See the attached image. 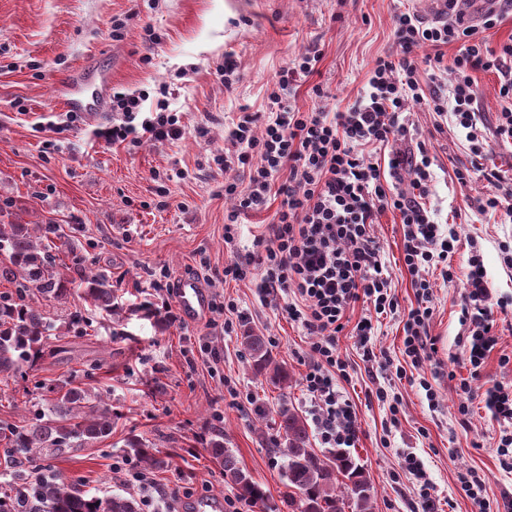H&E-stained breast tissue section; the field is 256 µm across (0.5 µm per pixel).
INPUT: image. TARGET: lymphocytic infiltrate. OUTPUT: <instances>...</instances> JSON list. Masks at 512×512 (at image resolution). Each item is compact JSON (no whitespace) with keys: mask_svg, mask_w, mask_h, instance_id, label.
<instances>
[{"mask_svg":"<svg viewBox=\"0 0 512 512\" xmlns=\"http://www.w3.org/2000/svg\"><path fill=\"white\" fill-rule=\"evenodd\" d=\"M509 10L512 0H498L477 25L459 15L428 22L408 9L395 12V53L374 61L363 92L342 111H303L291 104V93L317 74L322 59L320 49L305 48L280 71L268 94L267 111L241 112L228 132L230 149L214 157L217 165L242 171L248 179L244 186L235 179L224 183V196L233 202L225 242H233L240 216L267 209L271 197L281 199L267 235L254 239L252 251L225 264L224 276L252 279L260 301L282 302L288 317L311 336L303 383L318 411V434L329 447H354L360 434L351 402L336 387L337 376L347 373L338 349L346 313L356 304L366 305L368 313L354 331L363 361L372 362L373 317L398 309L373 233L385 209L400 216L401 261L416 297L403 327L402 353L413 368L421 369L437 352L427 332L433 315L428 273L438 265L444 280H454L447 260L456 234L442 229L435 209L427 204L432 159L408 114L423 107L438 117H450L477 157L492 143L512 145V40L494 49L483 37L484 30L494 28L501 13ZM453 43L459 49L447 68L452 80L446 83L437 51ZM478 71H494L500 77L503 106L490 136L480 127L476 107ZM144 99L137 91L115 93L114 116L94 128V137L112 146L180 139L182 126L168 104L158 102L155 112L145 116ZM405 181L411 192L400 191ZM485 277L482 260L471 256L461 322L469 330L464 354L475 369L498 343ZM482 398L502 427L500 465L512 472V391L495 384Z\"/></svg>","mask_w":512,"mask_h":512,"instance_id":"obj_1","label":"lymphocytic infiltrate"}]
</instances>
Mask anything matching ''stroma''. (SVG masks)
I'll return each mask as SVG.
<instances>
[{"label":"stroma","instance_id":"1","mask_svg":"<svg viewBox=\"0 0 512 512\" xmlns=\"http://www.w3.org/2000/svg\"><path fill=\"white\" fill-rule=\"evenodd\" d=\"M404 7L428 21L443 18L445 9L441 0H0V212L20 224L56 226L69 245L63 261L111 275L123 308L120 317H99L76 283L62 297L36 301L55 319L59 334L48 340L33 371L0 388V424L22 420L19 401L38 402L35 381L66 377L102 393L120 414L111 438L67 450L50 459L51 469L101 495H132L127 472L140 461L127 452L124 439L133 431L170 454L167 466L151 473L163 491L153 512H189L194 503L237 495L208 451L219 435L266 492L264 504L244 500L241 508L278 512L286 486L280 460L270 450L277 411L287 405L304 418L312 416L302 384L308 338L301 326L261 303L247 279L205 280L210 301L234 299L247 315L229 334L219 313L196 324L180 318L161 328L136 307L170 300V288L182 277L205 279L200 258L220 273L254 236L266 233L279 200L241 217L234 242L224 241L232 203L224 197L226 174L212 157L228 147L234 113L243 106L266 111L268 87L309 46L321 49L323 58L318 74L299 87L295 105L308 111L352 104L374 60L395 51L392 17ZM228 58L240 75L230 90L220 73ZM91 74L108 77L109 96L144 91V111L166 99L185 129L183 137L113 148L93 141V125L82 117L49 145L46 134L33 132V123L61 113L66 85ZM474 79L480 120L490 135L501 110L500 79L492 71L476 72ZM318 83L326 97L312 93ZM410 119L433 160L430 203L439 222L454 225L458 233L451 257L455 282L429 272L428 334L446 371L439 381L440 402L429 405L419 370L401 352L406 315L416 299L400 260V219L390 210L379 214L374 235L399 307L381 318L373 341L392 368L378 374L362 361L351 329L365 313L358 305L339 338L348 375L336 383L361 425L353 453L377 491L375 512H423L403 471L409 454L421 461L441 512H504L512 500V473L499 463L500 427L481 404L465 416L458 405L465 380L477 391L496 383L512 389V268L505 267L501 253L502 246L512 247V222L497 213L478 214L477 200L492 192V184L480 178L463 187L454 172L475 165L512 177V147L494 146L477 159L463 134L434 113L422 109ZM174 167L185 177L170 182L169 194L159 198L151 173ZM474 254L481 255L487 271L499 338L477 370L461 356L467 332L460 322ZM76 314L91 321V332L80 336L69 330ZM247 330L269 339L274 360L290 375L288 387L254 371L242 343ZM202 340L221 358L217 372H209L204 362H188ZM380 388L387 400L377 398ZM391 398L400 404L395 427L389 424ZM217 411L223 412V423H215ZM469 468L485 480L487 510L461 488L459 474Z\"/></svg>","mask_w":512,"mask_h":512}]
</instances>
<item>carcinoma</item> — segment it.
Here are the masks:
<instances>
[{"label": "carcinoma", "instance_id": "cac0c4a2", "mask_svg": "<svg viewBox=\"0 0 512 512\" xmlns=\"http://www.w3.org/2000/svg\"><path fill=\"white\" fill-rule=\"evenodd\" d=\"M55 237L61 235L49 226L0 223V277L14 285V291L0 295L1 383L32 371L54 330L29 298H59L73 283L64 273L66 264L52 253L60 250ZM80 285L99 313L109 318L122 313L114 302L109 274L86 271ZM242 340L255 371L269 374L275 385L287 386L288 371L273 360L265 337L246 331ZM37 388L52 395L48 411L19 424L0 425L8 476L0 493V512H140L133 497L83 490L44 465L50 456L110 438L119 413L102 401L101 394L75 386L68 378L39 381ZM277 417L278 438L271 448L281 459L289 512H374L375 489L350 452L336 448L319 454L310 446L301 415L283 405ZM126 447L155 469L166 465L161 451L135 434L127 437ZM210 452L240 497L256 504L265 499L262 486L238 466L223 442H212Z\"/></svg>", "mask_w": 512, "mask_h": 512}]
</instances>
